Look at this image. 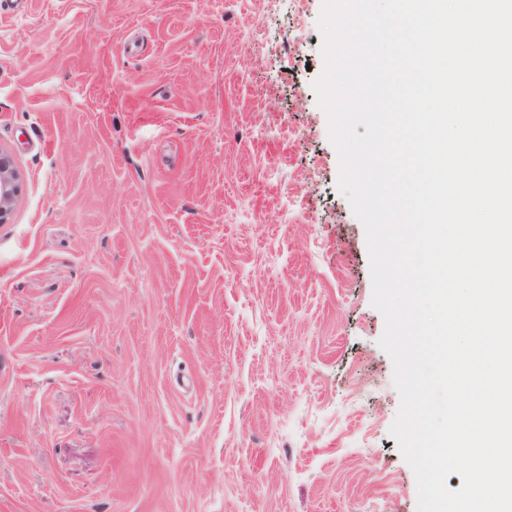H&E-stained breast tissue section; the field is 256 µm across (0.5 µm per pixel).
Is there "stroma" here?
Instances as JSON below:
<instances>
[{"instance_id":"obj_1","label":"stroma","mask_w":512,"mask_h":512,"mask_svg":"<svg viewBox=\"0 0 512 512\" xmlns=\"http://www.w3.org/2000/svg\"><path fill=\"white\" fill-rule=\"evenodd\" d=\"M321 7L0 6V512H416ZM21 175L10 155L0 150V223H4L20 194Z\"/></svg>"}]
</instances>
